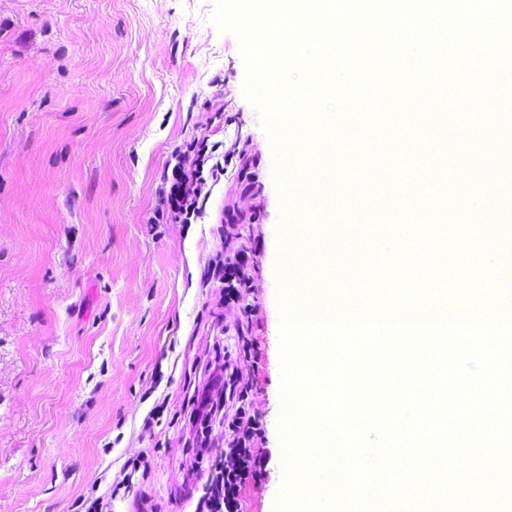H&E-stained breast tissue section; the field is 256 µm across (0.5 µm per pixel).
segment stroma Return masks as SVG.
<instances>
[{"instance_id":"1","label":"stroma","mask_w":512,"mask_h":512,"mask_svg":"<svg viewBox=\"0 0 512 512\" xmlns=\"http://www.w3.org/2000/svg\"><path fill=\"white\" fill-rule=\"evenodd\" d=\"M215 10L0 0V512H194L192 394L224 356L264 427L241 512H275L281 207L241 42ZM202 135L239 162L201 219L155 223L169 162ZM245 247L251 286L223 303L211 262Z\"/></svg>"}]
</instances>
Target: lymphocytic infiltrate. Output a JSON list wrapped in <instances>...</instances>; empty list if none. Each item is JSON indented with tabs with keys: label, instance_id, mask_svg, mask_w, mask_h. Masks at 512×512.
I'll return each mask as SVG.
<instances>
[{
	"label": "lymphocytic infiltrate",
	"instance_id": "1",
	"mask_svg": "<svg viewBox=\"0 0 512 512\" xmlns=\"http://www.w3.org/2000/svg\"><path fill=\"white\" fill-rule=\"evenodd\" d=\"M177 158L166 203L171 219L187 223L202 216L206 206L203 188L208 180L223 175L232 155L220 152L218 145L202 138L188 143ZM215 268L224 286L225 300L239 301L242 290L250 286L249 251L238 250L217 262ZM220 370L224 374L225 399H235L237 405L231 413L225 411L223 401L209 406V419L227 427L230 438L223 455L215 458L210 466L203 502L208 512H239L243 486L262 472L263 461L256 444L262 438L263 423L253 406L249 388L238 382L236 367L227 361Z\"/></svg>",
	"mask_w": 512,
	"mask_h": 512
}]
</instances>
